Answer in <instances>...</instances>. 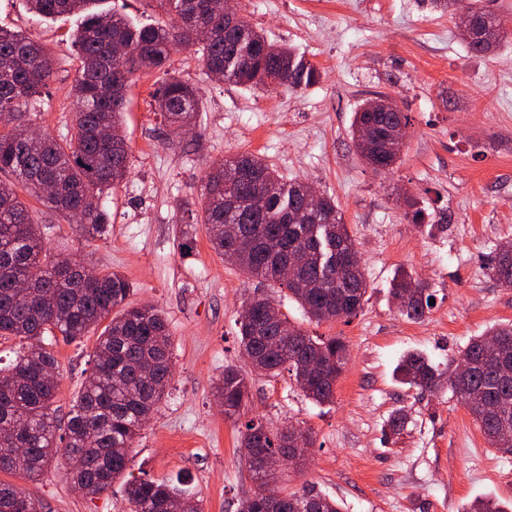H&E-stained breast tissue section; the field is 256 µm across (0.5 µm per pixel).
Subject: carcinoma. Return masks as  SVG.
I'll use <instances>...</instances> for the list:
<instances>
[{
  "label": "carcinoma",
  "mask_w": 512,
  "mask_h": 512,
  "mask_svg": "<svg viewBox=\"0 0 512 512\" xmlns=\"http://www.w3.org/2000/svg\"><path fill=\"white\" fill-rule=\"evenodd\" d=\"M39 15L83 14L74 34L79 66L73 87L75 99L70 138L61 143L47 134L18 141L10 125L20 124L27 105L36 102L53 74L54 59L46 47L0 29V336L30 341L29 350L10 368L0 370V428L13 433L0 437V472L20 474L36 481L59 456L78 455L82 467L68 472L70 481L98 495L112 487L130 462L134 439L164 396L172 378L171 336L167 320L154 306H131L132 283L119 272L99 273L88 281L83 265L74 263L60 271L50 263L51 253L38 224L20 201L17 188L39 193L47 182L55 194L46 197L50 207L80 217L85 235L102 238L109 233V215L87 201L116 187L130 170L129 147L123 132L127 87L142 69L161 70L172 50L183 45L178 31L197 14L206 17L212 35L193 43L209 75L249 87L276 85L305 90L319 83L321 74L295 51L269 41L249 23H224L222 0H155L162 18L144 26L133 25L114 11L102 15L88 11L93 0H28ZM493 32L494 45L476 40L470 49L486 54L500 44L504 21L495 13L476 10ZM130 46L132 57L124 63L112 56V45ZM157 111L177 129L194 120L198 89L175 76L164 78L155 92ZM406 113H355L351 136L361 158L376 171H388L400 152L368 153L358 140L361 127L375 125L387 131ZM303 183L285 181L279 172L255 154L224 158L204 178L201 221L207 225L213 249L224 254L229 246L227 224L251 230L238 260L251 278L272 282L288 293L307 318L317 323L357 316L367 293L362 268H338L339 259L355 249L335 200L326 197L317 211L300 210ZM281 243L298 254L301 278L278 279L284 253ZM489 274L512 288V249L498 251L488 264ZM31 282L33 298L18 287ZM419 289L399 305L403 316L422 319L431 308L428 285L402 269L390 283L398 298L407 288ZM254 320L239 322L240 345L262 371L278 377L288 373L305 396L318 405L335 400L336 383L344 372L349 347L340 336L319 338L293 327L295 337L280 335L287 317L271 300L255 296ZM117 315H112L113 310ZM96 336L92 368L73 398L67 422L61 423L55 403L58 383L46 372L59 369L45 339L62 337L79 341ZM502 347L485 349V337L473 338L461 350L469 372L452 384L456 400L472 415L490 447L512 453V324L489 332ZM396 380L420 391L442 388L443 372L429 359L409 352L394 369ZM216 397L230 419L247 412L249 381L239 370L224 369ZM242 444L257 449L261 459L288 455L277 429L251 417L242 423ZM260 491L247 499L240 512H341L335 499L304 487L281 496L261 491L259 467L250 468ZM124 494L131 512H171L182 503L186 512H201L199 503L168 482L130 480ZM0 512H40L39 503L8 482L0 481ZM462 512H512L494 497L476 498Z\"/></svg>",
  "instance_id": "cac0c4a2"
}]
</instances>
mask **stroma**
Masks as SVG:
<instances>
[{"mask_svg": "<svg viewBox=\"0 0 512 512\" xmlns=\"http://www.w3.org/2000/svg\"><path fill=\"white\" fill-rule=\"evenodd\" d=\"M268 40L286 44L322 79L304 91L250 88L211 80L189 49L170 69L200 90L191 130L174 132L154 109L157 73L136 72L124 134L131 169L101 206L109 235L86 239L79 223L30 195L22 200L42 225L51 253L100 271L123 273L131 304L166 317L173 377L130 452L128 475L181 481L204 512H239L257 487L213 385L226 367L246 374L248 415L272 426L309 431L304 466L281 470L278 489L309 484L342 512H460L478 497L512 499V455L489 448L449 388L420 392L393 375L403 353L417 351L453 371L471 338L512 323V288L488 275L497 247L512 241V0H480L507 34L494 52L476 54L459 34L462 11L433 0H236ZM77 18H42L26 0H0V28L44 44L54 73L26 124L66 136L74 108ZM391 97L410 119L397 163L374 173L351 139L355 112ZM238 153L262 156L287 180L332 197L361 257L368 290L350 320L314 323L278 286L247 277L217 254L197 211L210 166ZM426 211L413 223L405 198ZM428 282L425 317L401 316L389 293L398 269ZM264 295L312 336H340L348 365L334 403L318 405L287 377L254 371L238 336L244 300ZM94 336L54 346L60 365L59 416L89 374ZM408 416L391 434L395 411ZM38 499L41 512H130L122 482L87 497L53 463L38 482L0 473Z\"/></svg>", "mask_w": 512, "mask_h": 512, "instance_id": "stroma-1", "label": "stroma"}]
</instances>
